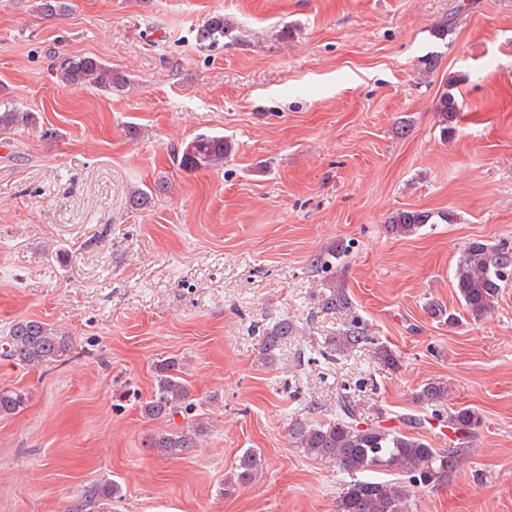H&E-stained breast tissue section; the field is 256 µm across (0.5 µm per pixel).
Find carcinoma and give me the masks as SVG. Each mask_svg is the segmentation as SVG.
Segmentation results:
<instances>
[{
  "mask_svg": "<svg viewBox=\"0 0 512 512\" xmlns=\"http://www.w3.org/2000/svg\"><path fill=\"white\" fill-rule=\"evenodd\" d=\"M35 10L45 17L63 16L71 10L70 0H36ZM224 17L213 16L197 29L196 39L215 45L224 39ZM55 77L67 85L90 86L110 93L130 85L128 76L112 70L107 63L90 56H55ZM442 132L452 128L460 108L455 97L444 94L437 106ZM33 112H20L7 103H0V135H12L23 128H34ZM231 144L221 135L201 133L184 143L178 151V165L186 171L224 165ZM154 191L134 187L129 202L135 209L151 205ZM432 213L418 210H397L391 214L388 232L394 237L415 235L430 223ZM512 284V246L506 242L488 243L474 240L460 253L454 270V288L464 306L476 317L487 314L500 292ZM326 312L342 311L346 319L336 335L327 341L328 348L338 355L349 354L372 342L369 326L356 312L349 293L343 287L333 289L322 300ZM293 326L286 318L275 321L262 331L263 359L274 363L277 351ZM70 337L55 327L35 319H19L4 336L3 356L28 367L49 366L70 351ZM156 385L151 397L141 405V414L148 420L169 421L180 414L185 425L162 430L153 435L149 447L162 456H179L199 447L206 433V423L192 418L194 406L189 402V389L179 375L178 363L164 359L156 365ZM448 396V390L437 382L424 384L415 400L436 406ZM25 394L0 389V418L16 414L24 406ZM327 421L295 419L290 423L289 438L294 448L329 463L346 474L350 481L336 500V512H409L415 494L445 481L460 467L470 452L481 425V416L473 409L460 408L448 417V427L456 438L449 448H432L424 439L401 430L367 422L358 406L345 394L336 395ZM386 474L388 478L377 477ZM264 466L254 450L245 451L230 477L232 486H251L262 479ZM121 498L120 486L108 477L86 486L64 512H112V502Z\"/></svg>",
  "mask_w": 512,
  "mask_h": 512,
  "instance_id": "carcinoma-1",
  "label": "carcinoma"
}]
</instances>
